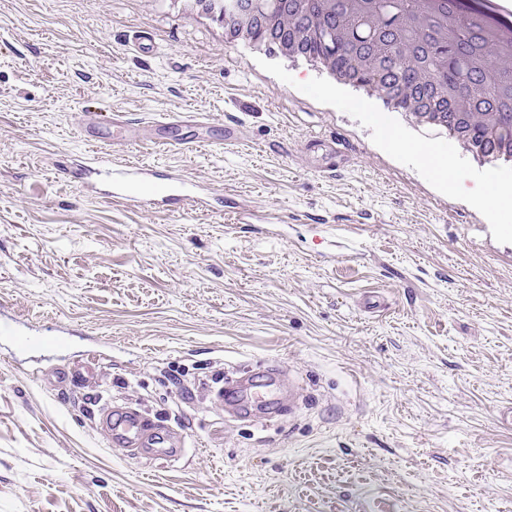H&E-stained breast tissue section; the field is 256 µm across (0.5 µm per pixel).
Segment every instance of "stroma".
I'll return each instance as SVG.
<instances>
[{"instance_id":"35a3bbf8","label":"stroma","mask_w":512,"mask_h":512,"mask_svg":"<svg viewBox=\"0 0 512 512\" xmlns=\"http://www.w3.org/2000/svg\"><path fill=\"white\" fill-rule=\"evenodd\" d=\"M86 104L194 112L214 142L240 118L232 148L109 144L223 211L88 196ZM391 129L444 147L455 191ZM490 185L512 191V166L157 0H0V512H512V220L484 214ZM49 320L71 330L51 346ZM254 362L302 379L277 424L209 394ZM112 403L183 430L187 454L108 442Z\"/></svg>"}]
</instances>
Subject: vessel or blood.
Wrapping results in <instances>:
<instances>
[{
  "mask_svg": "<svg viewBox=\"0 0 512 512\" xmlns=\"http://www.w3.org/2000/svg\"><path fill=\"white\" fill-rule=\"evenodd\" d=\"M203 124L202 118L171 112L137 127L126 113L95 106L87 108L78 136L96 154L104 153L111 136L121 131L130 133L133 144L174 150L181 148L183 142L170 137V130ZM85 191L113 201L131 200L145 211L185 200L209 207L216 202L212 192L174 174L159 175L150 162L142 160L128 161L111 169L104 183H86ZM293 384L290 375L272 365L237 366L225 372L224 385L215 389L213 396L218 399L225 418H247L256 407L274 418L280 414L279 392ZM99 422L106 435L130 447L137 457L178 458L186 452L187 439L183 432L152 422L138 409L108 405L101 409Z\"/></svg>",
  "mask_w": 512,
  "mask_h": 512,
  "instance_id": "b4317fda",
  "label": "vessel or blood"
}]
</instances>
